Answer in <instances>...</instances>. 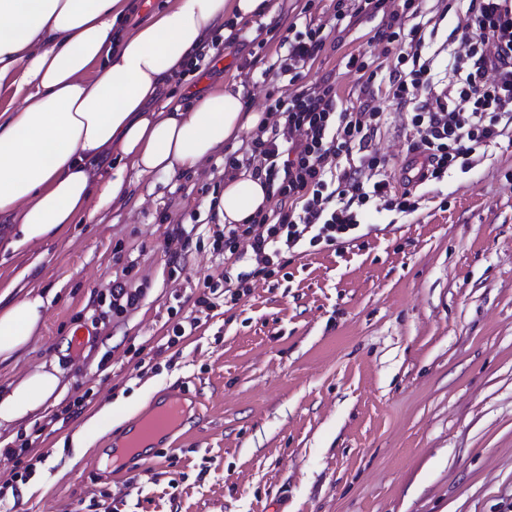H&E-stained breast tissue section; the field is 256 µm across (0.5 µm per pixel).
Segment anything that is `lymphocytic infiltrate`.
I'll list each match as a JSON object with an SVG mask.
<instances>
[{"instance_id": "f902f5d3", "label": "lymphocytic infiltrate", "mask_w": 512, "mask_h": 512, "mask_svg": "<svg viewBox=\"0 0 512 512\" xmlns=\"http://www.w3.org/2000/svg\"><path fill=\"white\" fill-rule=\"evenodd\" d=\"M423 0H336L333 14L315 23L302 8L282 41L286 53L262 56L263 77L282 87L267 96L257 130L226 157L225 169L251 171L262 179L275 207L243 224L212 225L219 263L244 261L237 276H206L198 307L236 304L260 280L271 278L290 258L339 250L357 239L367 205L410 215L419 208L412 190L394 191L386 157L370 143L386 124L374 104L386 90L408 108V149L424 155L420 182L442 181L450 168L468 166L476 152L512 133V0H468L466 21L447 79H436L426 53ZM378 18L370 50L349 54L361 96L343 104L336 80L307 75L330 35L363 18ZM394 54L384 67L381 55Z\"/></svg>"}]
</instances>
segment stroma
Masks as SVG:
<instances>
[{
  "label": "stroma",
  "instance_id": "1",
  "mask_svg": "<svg viewBox=\"0 0 512 512\" xmlns=\"http://www.w3.org/2000/svg\"><path fill=\"white\" fill-rule=\"evenodd\" d=\"M429 6L448 9L428 48L442 71L446 33L464 23L467 4ZM375 25L365 19L328 39L311 77L333 74L339 97L355 100L346 57L367 49ZM250 57V47L227 46L223 68L192 91L233 80L262 111V67H246ZM375 104L390 119L373 146L400 191L406 112L382 94ZM235 149L226 144L198 171L154 174L132 188L143 205L110 207L102 221L36 247L10 248L14 227L0 223V292L51 296L29 346L0 362V389L53 365L65 402L85 401L80 417L39 442L42 460L10 512H512V138L419 186L414 214L365 208L364 237L293 258L157 353L160 338L196 315L198 284L216 271L205 242L169 262L166 237L208 222L224 188L217 164ZM122 275L144 297L112 318L100 296ZM96 312L101 320L87 324ZM179 393L200 399L199 417L149 468L113 478L101 463L110 443L155 399ZM107 405L111 422L73 447V432Z\"/></svg>",
  "mask_w": 512,
  "mask_h": 512
}]
</instances>
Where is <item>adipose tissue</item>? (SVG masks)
Instances as JSON below:
<instances>
[{"label": "adipose tissue", "instance_id": "obj_1", "mask_svg": "<svg viewBox=\"0 0 512 512\" xmlns=\"http://www.w3.org/2000/svg\"><path fill=\"white\" fill-rule=\"evenodd\" d=\"M273 0H166L131 24L129 0H0V221L20 245L96 220L136 178L199 170L224 144L256 129L240 89L221 85L191 100L163 98L175 74L225 19L251 26L276 14ZM268 190L246 171L224 182L217 211L240 224L268 207ZM48 304L30 290L0 308V362L38 332ZM57 369L39 367L0 392V427L59 402Z\"/></svg>", "mask_w": 512, "mask_h": 512}]
</instances>
